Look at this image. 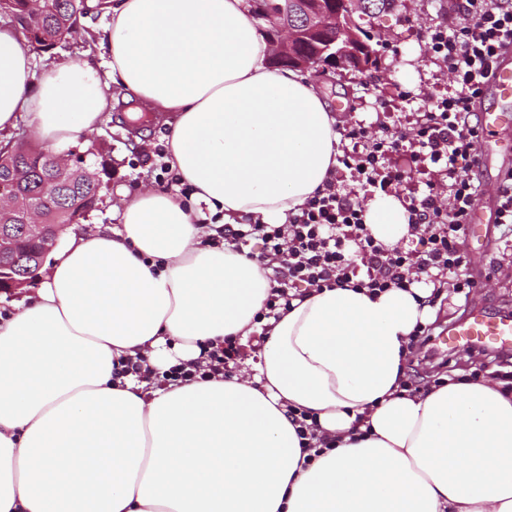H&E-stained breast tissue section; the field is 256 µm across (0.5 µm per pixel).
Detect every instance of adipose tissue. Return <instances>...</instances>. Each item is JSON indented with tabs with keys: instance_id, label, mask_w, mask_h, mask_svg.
<instances>
[{
	"instance_id": "adipose-tissue-1",
	"label": "adipose tissue",
	"mask_w": 512,
	"mask_h": 512,
	"mask_svg": "<svg viewBox=\"0 0 512 512\" xmlns=\"http://www.w3.org/2000/svg\"><path fill=\"white\" fill-rule=\"evenodd\" d=\"M107 75L32 67L0 27V132L26 117L56 149L101 121L107 82L174 115L168 161L189 197L144 191L119 223L70 232L40 288L0 316V512H512V391L463 375L401 389L428 289L334 288L269 323L252 378L145 387L114 362L205 358L256 328L261 266L206 244L201 209L284 223L337 165L340 133L309 77L268 68L246 0H105ZM392 195L365 222L408 232ZM335 449L306 458L288 406Z\"/></svg>"
}]
</instances>
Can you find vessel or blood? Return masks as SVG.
Masks as SVG:
<instances>
[{
    "label": "vessel or blood",
    "instance_id": "1",
    "mask_svg": "<svg viewBox=\"0 0 512 512\" xmlns=\"http://www.w3.org/2000/svg\"><path fill=\"white\" fill-rule=\"evenodd\" d=\"M483 96L476 110L482 128L479 155L485 164L491 158L512 155V141L506 143L492 136L494 128L512 126V49L499 57L493 77L483 87ZM448 336L472 346H506L512 344V315L488 316L473 309L449 330Z\"/></svg>",
    "mask_w": 512,
    "mask_h": 512
}]
</instances>
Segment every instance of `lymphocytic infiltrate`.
<instances>
[{"label": "lymphocytic infiltrate", "instance_id": "lymphocytic-infiltrate-1", "mask_svg": "<svg viewBox=\"0 0 512 512\" xmlns=\"http://www.w3.org/2000/svg\"><path fill=\"white\" fill-rule=\"evenodd\" d=\"M462 16L458 28L429 32L436 64L450 75L447 95H427V106L410 127L395 133H369L365 127L342 128L350 150L337 161L350 175L348 188L328 178L282 224L249 221L222 223L212 215L208 228L212 245L246 251L257 243L258 262L272 287L260 319H280L295 298L326 288L354 286L370 292L409 290L417 284L444 288L454 283L470 295L476 283L463 274L468 261L462 247L470 212L480 193L476 177L480 127L472 102L492 73L494 59L512 46V0H455ZM425 175L424 187L406 207L410 235L420 247L404 250L380 242L364 222L359 200L363 192L398 189L412 174ZM241 356L233 338L211 344L205 362L180 363L166 370L144 359H125L113 379L134 376L158 382L193 381L226 375Z\"/></svg>", "mask_w": 512, "mask_h": 512}]
</instances>
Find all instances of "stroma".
<instances>
[{"mask_svg":"<svg viewBox=\"0 0 512 512\" xmlns=\"http://www.w3.org/2000/svg\"><path fill=\"white\" fill-rule=\"evenodd\" d=\"M356 22L372 36L371 46L376 65L365 72L343 71L335 80L319 81L318 86L335 112L338 125L363 124L375 128L386 124L395 130L411 121L413 113L422 111L421 91L446 93L450 85L429 53L428 31L442 25L455 27L461 22L454 12L452 0H395L392 8L378 14L355 12ZM110 21L106 13H94L83 20L78 33L63 40L54 50L32 56L35 70L52 64L93 65L100 73L109 70V56L103 42ZM169 127L156 119L144 126L132 125L124 105L105 112L96 129L76 141L78 150L95 148L99 159L105 160L109 173L99 190L97 210L80 226L88 232L116 222L114 209L121 201L119 187L130 194L155 189L153 175L144 167H132L138 154L166 147ZM464 248L469 258L467 273L480 288L469 298L445 291L433 307L429 321L432 335H439L457 322L471 307L496 312L503 304L512 305V236L496 224L471 225ZM438 368L422 355H412L408 369L428 376L452 375L454 371L473 372L486 357L481 350L457 344L445 353H436Z\"/></svg>","mask_w":512,"mask_h":512,"instance_id":"stroma-1","label":"stroma"}]
</instances>
